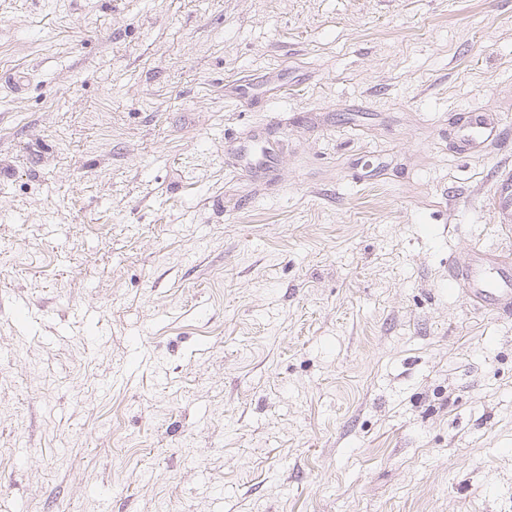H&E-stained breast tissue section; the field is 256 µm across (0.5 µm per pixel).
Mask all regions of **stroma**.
I'll return each mask as SVG.
<instances>
[{
  "instance_id": "stroma-1",
  "label": "stroma",
  "mask_w": 512,
  "mask_h": 512,
  "mask_svg": "<svg viewBox=\"0 0 512 512\" xmlns=\"http://www.w3.org/2000/svg\"><path fill=\"white\" fill-rule=\"evenodd\" d=\"M2 71L0 512H512V0H0ZM462 121L458 149L461 154H473L483 140L503 134L500 122L482 112H467ZM260 136L249 133L244 137L225 141L224 154H232L238 164L237 171L245 176L260 178L274 172L277 160ZM512 197V169L504 168L498 177L497 186L493 194L487 200V208L494 214L500 213L506 203ZM448 289L478 309L512 312V261L509 256L472 251L448 265Z\"/></svg>"
}]
</instances>
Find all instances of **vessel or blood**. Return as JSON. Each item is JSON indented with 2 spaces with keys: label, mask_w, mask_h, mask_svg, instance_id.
Segmentation results:
<instances>
[{
  "label": "vessel or blood",
  "mask_w": 512,
  "mask_h": 512,
  "mask_svg": "<svg viewBox=\"0 0 512 512\" xmlns=\"http://www.w3.org/2000/svg\"><path fill=\"white\" fill-rule=\"evenodd\" d=\"M503 129L482 112H468L463 117L459 135V151L474 153L478 145L490 137H501ZM225 154L233 155L239 173L260 178L274 172L277 160L260 136L249 133L244 137L226 140ZM512 200V169L504 168L497 186L487 200L489 211L497 213ZM448 288L459 293L470 305L478 309L512 312V258L473 251L453 258L448 266Z\"/></svg>",
  "instance_id": "obj_1"
}]
</instances>
